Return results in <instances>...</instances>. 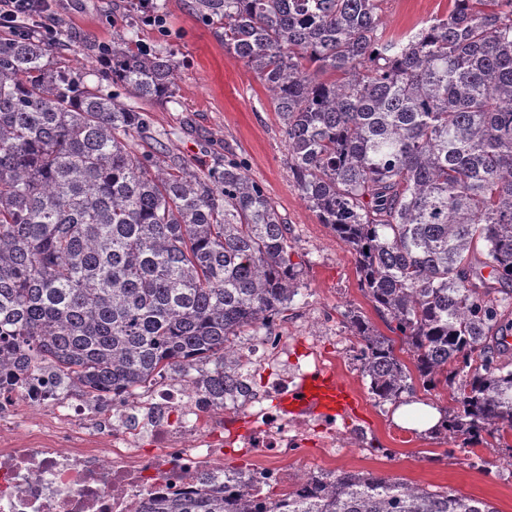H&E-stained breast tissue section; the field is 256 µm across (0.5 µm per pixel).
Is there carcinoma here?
<instances>
[{
    "mask_svg": "<svg viewBox=\"0 0 512 512\" xmlns=\"http://www.w3.org/2000/svg\"><path fill=\"white\" fill-rule=\"evenodd\" d=\"M383 0H196L283 122L300 197L349 249L360 288L414 360L347 315L377 403L450 390L439 434L512 431V0H448L386 35ZM129 10L160 22L164 5ZM35 33L0 40V392L30 370L89 398L170 374L216 402L237 338L301 293L288 225L244 162L169 155L140 106L53 65ZM105 77L142 102L175 95L177 62L114 25ZM329 73L332 79L320 75ZM146 141L140 152L133 142ZM213 363L214 369L203 365ZM135 512H496L372 473L173 492Z\"/></svg>",
    "mask_w": 512,
    "mask_h": 512,
    "instance_id": "cac0c4a2",
    "label": "carcinoma"
}]
</instances>
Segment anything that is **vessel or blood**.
Listing matches in <instances>:
<instances>
[{"label":"vessel or blood","instance_id":"b4317fda","mask_svg":"<svg viewBox=\"0 0 512 512\" xmlns=\"http://www.w3.org/2000/svg\"><path fill=\"white\" fill-rule=\"evenodd\" d=\"M354 403L353 392L334 373L326 370H317L304 376L297 386L279 400L281 410L292 415L317 411L332 417L352 411Z\"/></svg>","mask_w":512,"mask_h":512}]
</instances>
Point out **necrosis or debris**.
Wrapping results in <instances>:
<instances>
[{
  "label": "necrosis or debris",
  "instance_id": "obj_1",
  "mask_svg": "<svg viewBox=\"0 0 512 512\" xmlns=\"http://www.w3.org/2000/svg\"><path fill=\"white\" fill-rule=\"evenodd\" d=\"M238 357L244 369L274 373L265 389L246 394L251 426L240 437L271 459L247 476L261 499L268 489L287 487L289 451L326 425L316 417L290 420L266 406L296 375L285 337H273L263 350L239 348ZM205 401L202 392L165 377L144 396L107 391L91 403L48 385L43 373H28L23 388L0 399V512H134L144 498L223 486L224 448L209 428ZM22 405L36 416L25 428L14 420ZM146 439L148 457L140 451Z\"/></svg>",
  "mask_w": 512,
  "mask_h": 512
}]
</instances>
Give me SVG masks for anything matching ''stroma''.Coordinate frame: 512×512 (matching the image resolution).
Wrapping results in <instances>:
<instances>
[{
	"label": "stroma",
	"instance_id": "35a3bbf8",
	"mask_svg": "<svg viewBox=\"0 0 512 512\" xmlns=\"http://www.w3.org/2000/svg\"><path fill=\"white\" fill-rule=\"evenodd\" d=\"M118 2L54 0L55 46L70 69L89 81L97 79L96 47L112 40ZM194 3L164 0L162 26L137 28L142 46L170 53L178 63L174 101L145 106L151 127L167 134L171 156L205 162L215 144L247 164L287 223L291 259L303 273L301 293L276 321L288 338L289 359L303 365L323 359L358 399L354 414L335 420V447L309 442L296 449L288 457L289 475L373 472L481 499L496 512H512V447L465 448L440 434L416 432L395 423V405H381L371 397L344 314L360 312L382 332L387 325L361 290L347 247L320 223L295 188L282 123L265 87L225 50ZM447 9L448 0H384L382 22L387 35H399Z\"/></svg>",
	"mask_w": 512,
	"mask_h": 512
}]
</instances>
